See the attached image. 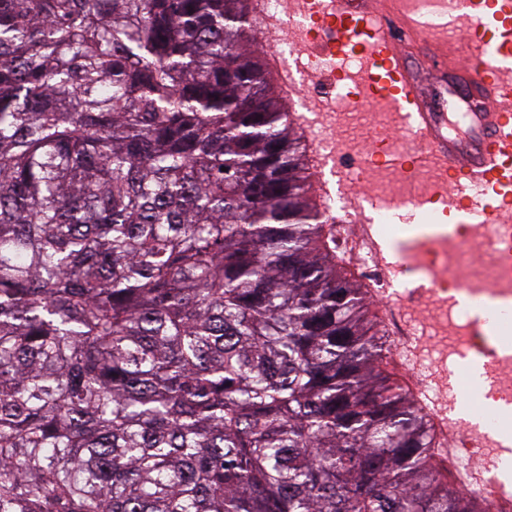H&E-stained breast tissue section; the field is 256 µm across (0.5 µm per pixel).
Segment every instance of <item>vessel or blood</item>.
I'll list each match as a JSON object with an SVG mask.
<instances>
[{"instance_id":"1","label":"vessel or blood","mask_w":512,"mask_h":512,"mask_svg":"<svg viewBox=\"0 0 512 512\" xmlns=\"http://www.w3.org/2000/svg\"><path fill=\"white\" fill-rule=\"evenodd\" d=\"M294 5L306 24L285 34L306 57L308 74L329 89L352 79L353 98L391 112L422 146L415 154L387 147L378 156L407 176L423 169L434 175L424 195L406 206L402 222L430 214L429 244L451 236L455 225L497 226L496 260L512 283V0H460L453 12L447 0H425L421 8L414 0H294ZM452 30L465 36L463 53L448 44ZM416 41L429 68L455 72L465 137L452 131L445 97L425 102L406 51ZM349 60L356 65L351 75L342 67ZM268 68L283 97L291 98L297 86L293 71L273 55ZM359 237L385 277L406 271V257L390 253L378 225H360ZM447 435L451 455L497 444L483 433L458 437L453 426Z\"/></svg>"}]
</instances>
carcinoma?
Segmentation results:
<instances>
[{
    "instance_id": "obj_1",
    "label": "carcinoma",
    "mask_w": 512,
    "mask_h": 512,
    "mask_svg": "<svg viewBox=\"0 0 512 512\" xmlns=\"http://www.w3.org/2000/svg\"><path fill=\"white\" fill-rule=\"evenodd\" d=\"M318 214L248 0H0V512H487Z\"/></svg>"
}]
</instances>
